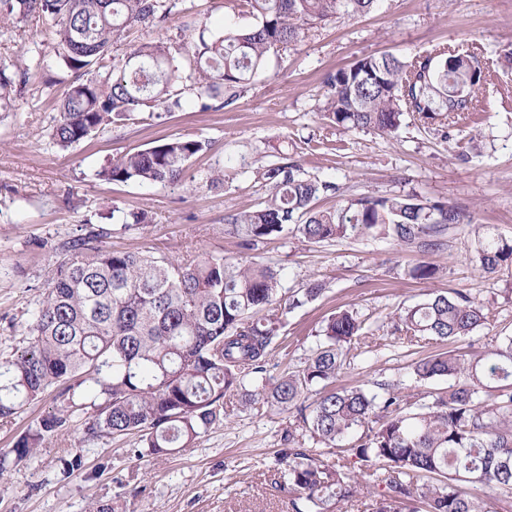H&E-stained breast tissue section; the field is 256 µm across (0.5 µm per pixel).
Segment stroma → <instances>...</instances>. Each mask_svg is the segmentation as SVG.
I'll list each match as a JSON object with an SVG mask.
<instances>
[{
    "label": "stroma",
    "instance_id": "stroma-1",
    "mask_svg": "<svg viewBox=\"0 0 512 512\" xmlns=\"http://www.w3.org/2000/svg\"><path fill=\"white\" fill-rule=\"evenodd\" d=\"M187 10L169 29L136 27L110 47L123 57L144 41H165L231 20L253 25L231 0H185ZM50 23L20 31L0 27V62L24 63L35 45L45 52L31 69L24 94L0 112V353L23 338L26 312L41 298L47 278L67 253L65 242L89 228L110 229L114 249L183 258L202 252L240 255L239 239L224 217L268 195L257 181L258 167L300 161L306 171L336 182L347 196L418 195L463 208L471 223L451 226L439 251L421 252L392 236H351L312 244L297 236L260 244V261L281 268L283 286L298 289L323 282L315 301L289 313L270 346L268 375L276 379L302 367L325 319L339 309L356 310L369 329L366 344L352 346L343 385L377 392L379 382L409 394L447 388L436 379L417 382L412 365L429 353L453 350L450 342L424 348L403 346L392 316L433 294L460 291L479 301L487 315L463 346L487 353L512 336V267L482 273L478 240L512 241V0H380L370 13L337 16L313 27L305 40L270 55L266 69L233 106L200 111L191 93L180 109L157 116L133 114L70 149L50 144L46 132L57 103L74 74L57 68L48 47ZM444 44L478 48L487 77L480 106L450 133L405 118L391 138L369 131L327 127L320 118L325 77L355 59L390 52L409 56ZM190 135L208 142L188 172L200 178L224 171V185L147 186L96 179L107 160L156 141ZM479 145L470 148L468 140ZM146 211L149 224L117 229L113 207ZM425 260L440 269L430 283L414 280L410 268ZM65 400L50 392L23 412L0 419V453L12 448L29 425L59 412ZM292 413L258 404L238 407L216 422L192 447L161 457H137V435L104 438L91 445L71 429L55 434L28 460L0 473V512H93L95 502L114 512H291L276 485V458L289 443L310 448L295 432ZM81 455L82 464L62 478L63 460Z\"/></svg>",
    "mask_w": 512,
    "mask_h": 512
}]
</instances>
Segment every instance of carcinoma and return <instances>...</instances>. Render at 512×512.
<instances>
[{
	"label": "carcinoma",
	"instance_id": "carcinoma-1",
	"mask_svg": "<svg viewBox=\"0 0 512 512\" xmlns=\"http://www.w3.org/2000/svg\"><path fill=\"white\" fill-rule=\"evenodd\" d=\"M378 0H237L257 22L223 27L209 38L175 44L148 41L122 59L111 43L128 29H163L184 0H0V23L25 27L49 20L50 52L58 68L80 74L60 100L50 128L62 149L129 120L136 112L171 111L194 93L202 110L228 107L266 68L270 54L297 45L314 25L337 15L356 17ZM191 61L189 67L182 59ZM480 56L438 45L409 57L371 55L327 75L321 119L331 127L390 136L405 115L450 129L477 111L483 89ZM30 66H0V112L29 81ZM207 143L175 136L126 153L95 171L98 179L186 186L188 163ZM267 200L229 214L242 256L202 253L182 262L167 256L117 251L98 228L65 243L70 258L53 271L29 310L26 337L0 354V419H8L55 389L68 406L22 432L0 471L31 457L47 436L82 428L84 438L136 434L138 455L189 448L227 417L231 398L296 411L303 430L324 451L290 448L279 464L280 489L305 510L325 512L332 501L357 512H483L462 489L481 483L512 498V336L488 355L459 351L414 363L420 382L446 378L448 389L422 403L395 384L383 395L361 386L336 388L351 345L366 343L353 309L330 315L305 365L267 380L270 345L288 313L324 291L310 281L284 291L280 271L251 256L259 244L295 232L309 243L371 235L382 229L399 242L439 248L431 237L467 219L460 208L416 195L343 197L341 187L305 172L299 161L258 172ZM335 205L320 209L322 198ZM121 228L148 223L143 211L123 212ZM479 268L493 274L512 265V245L480 242ZM439 268L421 260L412 278L430 282ZM398 340L458 342L482 325L479 302L461 293L435 294L395 313ZM360 431L349 445L344 440Z\"/></svg>",
	"mask_w": 512,
	"mask_h": 512
}]
</instances>
